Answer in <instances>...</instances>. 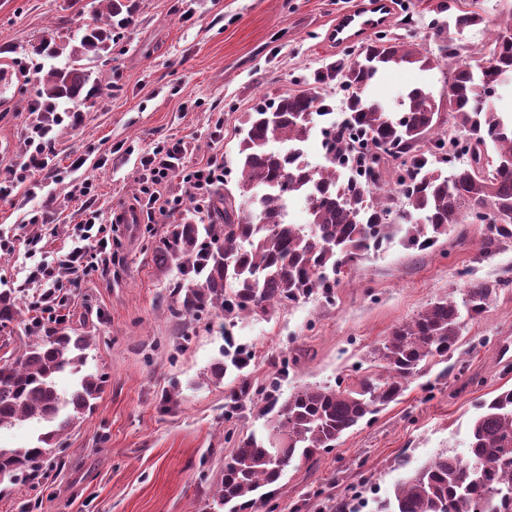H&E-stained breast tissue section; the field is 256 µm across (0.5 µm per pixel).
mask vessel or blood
<instances>
[{"mask_svg":"<svg viewBox=\"0 0 512 512\" xmlns=\"http://www.w3.org/2000/svg\"><path fill=\"white\" fill-rule=\"evenodd\" d=\"M394 12L393 0H356L329 25L324 41L337 49L365 42L373 32L390 25ZM23 79L19 69L0 65V111L12 106L14 86Z\"/></svg>","mask_w":512,"mask_h":512,"instance_id":"obj_1","label":"vessel or blood"}]
</instances>
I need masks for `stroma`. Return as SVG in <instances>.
Returning <instances> with one entry per match:
<instances>
[{
    "label": "stroma",
    "instance_id": "stroma-1",
    "mask_svg": "<svg viewBox=\"0 0 512 512\" xmlns=\"http://www.w3.org/2000/svg\"><path fill=\"white\" fill-rule=\"evenodd\" d=\"M437 0H403L388 35L437 50L428 23ZM130 25L114 37L108 57L86 61L99 94L75 105V120L53 128L43 190L26 186L0 198V236L15 247L0 259V289H14L21 316L0 328V358L21 354L31 340L27 281L38 262L56 259L86 206L77 186L93 178V202L112 227V266L64 285L63 327L90 337L86 368L102 376L91 410L70 426L33 478L0 484V512H210V494L240 440L262 435L260 413L268 383L279 392L335 384L367 363L371 349L398 324L465 283L500 281L504 288L481 318L468 322L447 371L432 367L411 380L399 400L347 432L335 448L294 461L275 492L252 512H342L380 500L436 456L462 451L481 400L512 388L503 344L512 345V243L479 260L480 227L453 226L433 248L416 250L393 238L370 250L341 276L334 299L311 296L266 314L224 323L205 314L173 318L168 310L181 280L176 265L159 267L153 245L170 216L117 224V212L136 206L140 158L162 141H185L187 164L214 158L224 186L238 193V132L247 112L293 90L335 95L316 77L357 55L324 41L337 13L355 0H136ZM92 0H0V60L26 67L13 108L0 112V181L26 150L36 119L43 59L38 43L74 35L91 21ZM412 25H404L405 17ZM441 75L416 67L388 71L373 96L395 105L407 87L440 91ZM83 159L79 170L71 162ZM45 209L42 223L31 211ZM41 238L29 252V236ZM250 359L216 378L212 366L227 342ZM251 400L232 416L224 407L240 383Z\"/></svg>",
    "mask_w": 512,
    "mask_h": 512
}]
</instances>
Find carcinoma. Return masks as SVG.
<instances>
[{"instance_id":"obj_1","label":"carcinoma","mask_w":512,"mask_h":512,"mask_svg":"<svg viewBox=\"0 0 512 512\" xmlns=\"http://www.w3.org/2000/svg\"><path fill=\"white\" fill-rule=\"evenodd\" d=\"M105 2L108 27L94 18L71 46L72 56H103L113 30L132 18L131 0ZM435 12L448 13L447 21L431 24L442 42L440 55L383 35L319 77L336 82L348 113L321 128L328 151L322 167H305L298 159L312 121L330 115L328 97L287 92L248 114L238 143V187L262 186L265 193L238 205L226 192L212 218L169 225L153 252L158 263L172 262L182 274L172 316L213 311L231 322L313 293L329 298L342 269L380 241L402 232L406 246L429 248L448 228L470 223L477 207L489 208L479 258L494 256L512 241V113L496 112L479 97L482 88L498 84V76H512V24L490 22L458 0H439ZM481 24L494 27L487 52L494 56L495 75L468 61L458 41L465 29ZM391 64L438 70L446 107L427 86L407 89L394 110L378 105L368 91ZM96 91L79 64L51 66L33 111L65 112L66 104ZM390 149L402 158L393 181L383 175L382 153ZM306 187L307 223H286L285 200ZM502 287L497 281L473 284L459 299L450 294L429 304L395 326L373 349L372 370L346 386L306 385L284 401L269 395L262 408L271 416L268 438L239 442L224 461L214 503L227 512H248L256 493L277 486L295 457L308 460L336 447L345 433L397 401L432 361H448L466 320L481 317ZM20 313L21 298L0 291V326ZM89 348L85 336L49 330L15 359L0 362V428L28 420L52 423L69 409L35 446L0 447V481L17 482L52 456L63 431L99 397L104 380L95 374L80 376L68 395L56 388L59 374L80 372ZM479 409L468 456H437L398 483L380 512H512V389L481 401Z\"/></svg>"}]
</instances>
